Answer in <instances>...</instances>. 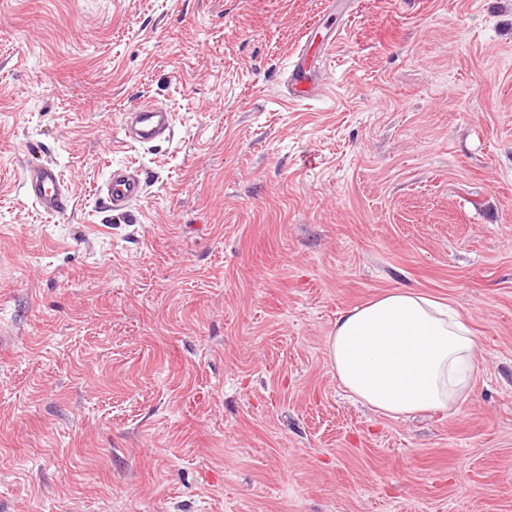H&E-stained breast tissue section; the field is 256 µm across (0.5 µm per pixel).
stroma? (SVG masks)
Returning a JSON list of instances; mask_svg holds the SVG:
<instances>
[{"instance_id": "stroma-1", "label": "stroma", "mask_w": 512, "mask_h": 512, "mask_svg": "<svg viewBox=\"0 0 512 512\" xmlns=\"http://www.w3.org/2000/svg\"><path fill=\"white\" fill-rule=\"evenodd\" d=\"M142 103L172 139L124 140ZM394 289L474 331L448 414L327 361ZM0 512H512V0H0ZM309 48L304 45L288 70V98L292 101L309 100L322 90L308 67ZM23 190L26 199L47 215H59L67 209L69 198L60 173L51 162L26 167ZM146 180L136 168H116L106 182L104 202L112 210H124L144 195Z\"/></svg>"}]
</instances>
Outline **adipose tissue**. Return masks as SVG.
<instances>
[{
  "mask_svg": "<svg viewBox=\"0 0 512 512\" xmlns=\"http://www.w3.org/2000/svg\"><path fill=\"white\" fill-rule=\"evenodd\" d=\"M476 338L449 304L394 290L339 313L326 341L340 385L393 419L447 413L472 388Z\"/></svg>",
  "mask_w": 512,
  "mask_h": 512,
  "instance_id": "ef3b65f1",
  "label": "adipose tissue"
}]
</instances>
